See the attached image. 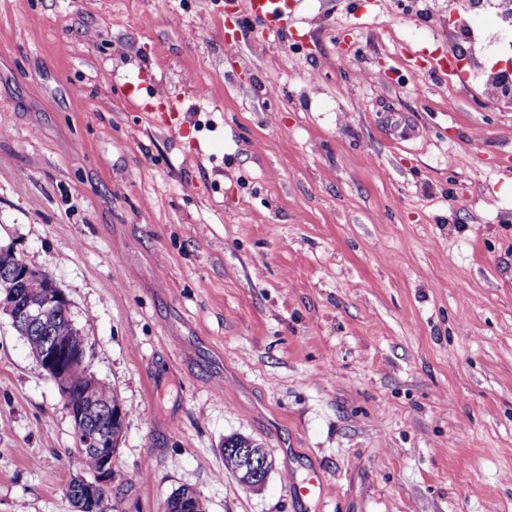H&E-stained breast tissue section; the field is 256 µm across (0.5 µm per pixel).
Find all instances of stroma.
Returning a JSON list of instances; mask_svg holds the SVG:
<instances>
[{
	"label": "stroma",
	"mask_w": 512,
	"mask_h": 512,
	"mask_svg": "<svg viewBox=\"0 0 512 512\" xmlns=\"http://www.w3.org/2000/svg\"><path fill=\"white\" fill-rule=\"evenodd\" d=\"M457 9L297 0L277 33L235 0L228 46L225 0H0V246L127 411L106 512H300L312 466L323 512H512V112L429 73ZM78 446L0 314V512H73ZM250 441L240 436H229L224 439V448H234L239 462L238 473L251 475V483L245 485L255 488L265 484L270 462L265 448L259 444L253 442L248 448ZM242 446L246 448H242ZM327 493L328 488L323 472L318 467L309 469L306 477L300 482H295L292 488V496L307 504H323Z\"/></svg>",
	"instance_id": "obj_1"
}]
</instances>
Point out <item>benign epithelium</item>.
<instances>
[{"label":"benign epithelium","instance_id":"7a95c632","mask_svg":"<svg viewBox=\"0 0 512 512\" xmlns=\"http://www.w3.org/2000/svg\"><path fill=\"white\" fill-rule=\"evenodd\" d=\"M27 278L26 272L18 271L14 276L0 282V312L9 317L11 325L15 328L37 323L56 310L68 306L66 296L56 288H48L35 298L22 297L17 288ZM88 345V338L76 330L71 336L50 337L42 356L39 357V368L43 374L57 383L74 429L81 440L79 451H89L98 460V467L90 477L77 478L83 490V497L76 499V512H83L82 506L86 501H96L98 508H103V502L99 501L98 497L101 490L106 487L112 471V462L119 450V446L112 441V426L92 421L86 414L98 408L102 415L110 420L124 419L123 407L119 402L97 401L95 379L88 378L87 387L82 394L77 395L55 378V375L63 371L83 366ZM235 453L239 462L238 473L251 475L249 487L255 488L264 484L270 468L265 449L253 442L248 448L235 449Z\"/></svg>","mask_w":512,"mask_h":512}]
</instances>
